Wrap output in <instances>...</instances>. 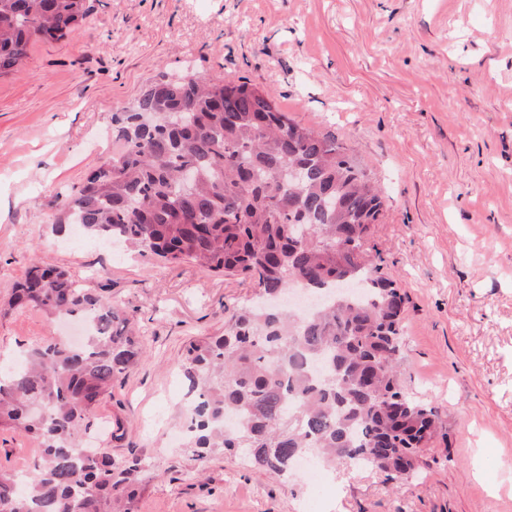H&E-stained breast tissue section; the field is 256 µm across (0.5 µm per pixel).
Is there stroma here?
<instances>
[{
    "instance_id": "stroma-1",
    "label": "stroma",
    "mask_w": 512,
    "mask_h": 512,
    "mask_svg": "<svg viewBox=\"0 0 512 512\" xmlns=\"http://www.w3.org/2000/svg\"><path fill=\"white\" fill-rule=\"evenodd\" d=\"M186 69L270 91L383 188L372 240L407 298L401 380L439 412L416 481L351 466L328 484L281 480L172 444L189 343L260 293L60 228L59 196L117 150L113 113ZM35 263L145 338L92 427L115 461L148 463L138 512H512V0H97L78 35L34 43L0 76V304ZM68 330L36 308L0 316V364ZM0 442V470L31 469L37 441L4 429Z\"/></svg>"
}]
</instances>
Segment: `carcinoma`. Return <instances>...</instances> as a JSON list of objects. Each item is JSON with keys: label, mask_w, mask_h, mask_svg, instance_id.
I'll return each instance as SVG.
<instances>
[{"label": "carcinoma", "mask_w": 512, "mask_h": 512, "mask_svg": "<svg viewBox=\"0 0 512 512\" xmlns=\"http://www.w3.org/2000/svg\"><path fill=\"white\" fill-rule=\"evenodd\" d=\"M93 2L0 0V76L32 43L79 34ZM112 124L120 148L65 195V220L141 256L243 275L265 293L331 294L300 317L244 308L224 334L190 345L180 366L196 394L188 447L200 457L239 448L276 477L309 457L412 480L438 409L399 381L405 295L369 245L383 200L367 170L246 81L163 75ZM27 306L80 317L90 331L80 347L49 336L0 366V429L40 443L32 470H0V512H134L145 462L119 464L80 436L141 360L140 337L63 269L29 268L4 313Z\"/></svg>", "instance_id": "cac0c4a2"}]
</instances>
